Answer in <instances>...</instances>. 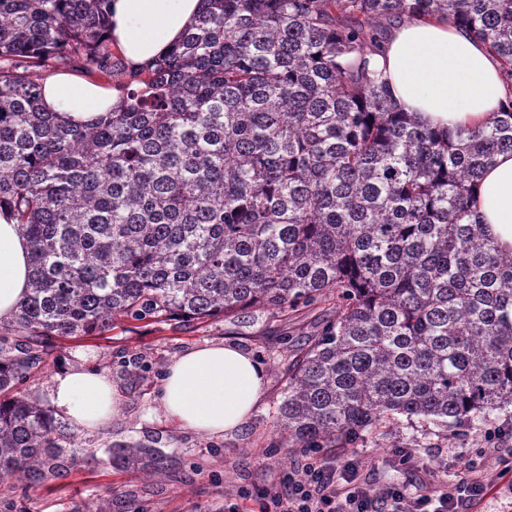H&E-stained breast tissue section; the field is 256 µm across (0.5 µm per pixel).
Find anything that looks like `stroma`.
<instances>
[{"label":"stroma","mask_w":512,"mask_h":512,"mask_svg":"<svg viewBox=\"0 0 512 512\" xmlns=\"http://www.w3.org/2000/svg\"><path fill=\"white\" fill-rule=\"evenodd\" d=\"M325 315L322 309L309 311L291 325L262 317L202 324L130 321L101 336L55 339L45 366L29 380L30 397L51 408L53 376L91 368L110 375L120 394L119 409L106 425L82 433L65 415L54 411L59 443L76 452L78 466L68 478L53 481L47 489L28 491L13 480L0 482V500L12 499L17 512H69L72 505L110 488L115 492L112 512H129L135 503L144 504L146 512H223L225 499L235 497L240 489L255 492L278 486L285 472L300 465L302 455L297 452L287 458L264 443L274 428L284 370L277 351L285 336L311 331ZM212 343L236 345L266 370L265 391L249 423L225 438L181 428L166 416L160 403V382L168 365L185 351ZM136 442L175 454L178 466L154 480L112 469L107 448ZM484 445L479 436L426 440L413 454L418 461L431 464L428 472L395 466L394 449L370 443L352 451L329 449L324 459L339 464L357 456L362 477L372 489L380 491L399 483L413 492L445 488L477 459L490 494L473 512H503L500 490L508 482L503 468L505 460L512 458V439L500 442L488 454Z\"/></svg>","instance_id":"obj_1"}]
</instances>
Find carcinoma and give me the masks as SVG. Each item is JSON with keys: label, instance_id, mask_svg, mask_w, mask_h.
<instances>
[{"label": "carcinoma", "instance_id": "obj_1", "mask_svg": "<svg viewBox=\"0 0 512 512\" xmlns=\"http://www.w3.org/2000/svg\"><path fill=\"white\" fill-rule=\"evenodd\" d=\"M111 0H0V208L32 251L14 354L0 336V480L39 488L79 459L21 389L52 338L120 321L290 322L330 311L279 352L288 378L269 448H417L425 436L512 432V252L471 186L512 152V105L474 129L395 109L368 55L383 24L467 28L512 94V0H201L154 64L113 48ZM103 73L123 96L63 124L42 75ZM119 472L171 456L115 444ZM71 512H112V490Z\"/></svg>", "mask_w": 512, "mask_h": 512}]
</instances>
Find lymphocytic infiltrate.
I'll return each mask as SVG.
<instances>
[{"mask_svg": "<svg viewBox=\"0 0 512 512\" xmlns=\"http://www.w3.org/2000/svg\"><path fill=\"white\" fill-rule=\"evenodd\" d=\"M360 461L350 458L340 466L316 455L306 456L300 468L288 472L279 488L243 491L257 512H471L485 495L478 473L431 494H413L400 485L374 493L359 475Z\"/></svg>", "mask_w": 512, "mask_h": 512, "instance_id": "1", "label": "lymphocytic infiltrate"}]
</instances>
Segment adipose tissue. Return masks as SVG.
I'll return each instance as SVG.
<instances>
[{
  "instance_id": "ef3b65f1",
  "label": "adipose tissue",
  "mask_w": 512,
  "mask_h": 512,
  "mask_svg": "<svg viewBox=\"0 0 512 512\" xmlns=\"http://www.w3.org/2000/svg\"><path fill=\"white\" fill-rule=\"evenodd\" d=\"M200 0H112V42L130 66L163 56L194 24ZM370 69L381 73L400 111L442 129L483 125L506 99L501 65L468 31L414 18L394 26ZM43 104L69 123H89L119 105L118 90L76 73H56L42 84ZM479 221L503 251L512 252V153L497 156L473 188ZM31 252L9 210H0V321L11 320L30 281ZM264 367L227 344L192 348L166 369L165 414L183 428L221 437L242 427L259 402ZM51 400L76 430L101 427L115 413L118 392L103 371L56 375Z\"/></svg>"
}]
</instances>
